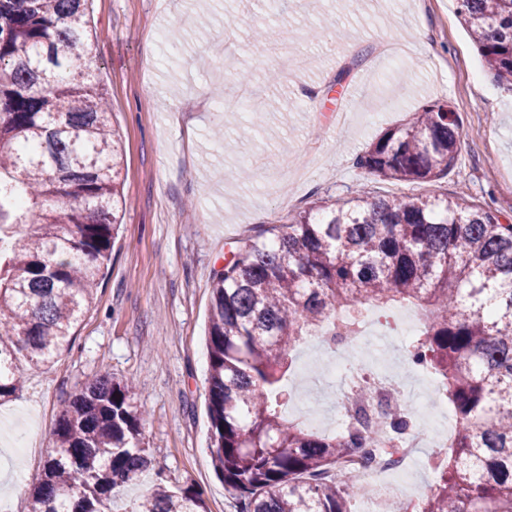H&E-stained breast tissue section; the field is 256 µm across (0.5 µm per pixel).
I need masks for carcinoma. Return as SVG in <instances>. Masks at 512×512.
Masks as SVG:
<instances>
[{
  "label": "carcinoma",
  "instance_id": "carcinoma-1",
  "mask_svg": "<svg viewBox=\"0 0 512 512\" xmlns=\"http://www.w3.org/2000/svg\"><path fill=\"white\" fill-rule=\"evenodd\" d=\"M88 0H0V400L22 367L70 345L110 260L120 153L110 103L90 81ZM498 87L512 93V0H457ZM456 112L434 102L355 157L384 181L448 175ZM406 302L428 322L406 345L436 375L455 437L428 459L430 494L404 512H512V224L464 196L405 200L361 192L323 202L275 239L232 253L212 288L209 453L238 512H351L377 491L338 482L336 463L368 469L412 429L407 411L328 436L288 420L283 379L298 344L359 307ZM131 386L99 375L61 409L53 446L32 478L34 512H107L112 491L151 464ZM131 512H207L192 488L158 484Z\"/></svg>",
  "mask_w": 512,
  "mask_h": 512
}]
</instances>
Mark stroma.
Wrapping results in <instances>:
<instances>
[{
	"mask_svg": "<svg viewBox=\"0 0 512 512\" xmlns=\"http://www.w3.org/2000/svg\"><path fill=\"white\" fill-rule=\"evenodd\" d=\"M89 10L86 53L121 141V224L72 349L25 369L18 396L0 402V499L32 512L31 477L64 401L106 374L131 382L152 460L114 512L159 482L192 487L208 512H236L208 451L215 272L239 242L359 189L407 199L462 189L512 222V93L483 71L456 0H280L273 31L297 42L294 70L276 50L253 52L260 10L242 0H91ZM395 38L409 46L400 65L381 56ZM268 70L280 86L265 83ZM243 84L280 101L247 139L238 133L253 115L234 101ZM435 101L459 116L448 176L390 183L356 167L372 139Z\"/></svg>",
	"mask_w": 512,
	"mask_h": 512,
	"instance_id": "stroma-1",
	"label": "stroma"
}]
</instances>
